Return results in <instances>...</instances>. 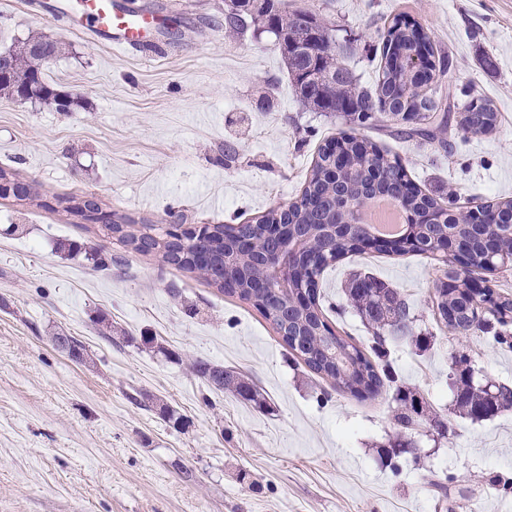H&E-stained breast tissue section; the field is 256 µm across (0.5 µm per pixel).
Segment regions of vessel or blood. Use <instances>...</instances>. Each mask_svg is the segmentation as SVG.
<instances>
[{"label":"vessel or blood","instance_id":"1","mask_svg":"<svg viewBox=\"0 0 512 512\" xmlns=\"http://www.w3.org/2000/svg\"><path fill=\"white\" fill-rule=\"evenodd\" d=\"M47 16H65L71 28L94 42L126 51L147 47L152 28L165 25L160 13L132 10L126 0H47Z\"/></svg>","mask_w":512,"mask_h":512}]
</instances>
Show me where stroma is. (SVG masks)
Segmentation results:
<instances>
[{"instance_id": "35a3bbf8", "label": "stroma", "mask_w": 512, "mask_h": 512, "mask_svg": "<svg viewBox=\"0 0 512 512\" xmlns=\"http://www.w3.org/2000/svg\"><path fill=\"white\" fill-rule=\"evenodd\" d=\"M134 3L168 12L181 37L121 52L0 0V52L37 32L60 41L43 79L75 100L58 112L0 98V166L44 201L0 197V512H512V409L471 420L452 363L466 352L475 383L512 385V349L439 321L441 257L368 251L319 277L330 325L357 343L371 331L346 301L354 274L397 288L413 310L387 361L448 434L418 428L406 435L414 454L396 456L394 391L360 402L334 390L251 303L48 207L91 195L139 230L243 224L293 201L341 131L385 145L419 189L454 194L465 211L512 199V0H275L334 29L370 89L385 28L399 14L420 24L453 62L445 103L482 98L498 112L494 132L451 133L446 151L303 109L273 35L226 31L230 0ZM64 240L102 245L117 263L94 267L59 251ZM57 333L83 342L84 361L53 344ZM199 359L252 379L264 408L197 377Z\"/></svg>"}]
</instances>
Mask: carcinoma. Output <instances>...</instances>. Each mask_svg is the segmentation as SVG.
<instances>
[{"label":"carcinoma","instance_id":"1","mask_svg":"<svg viewBox=\"0 0 512 512\" xmlns=\"http://www.w3.org/2000/svg\"><path fill=\"white\" fill-rule=\"evenodd\" d=\"M260 10L273 20L270 33L275 36L286 65L296 98L316 112H334L350 123L364 127L386 115L405 127L392 131L403 139L418 138L443 151L448 139L442 136L451 127V113L437 98L440 84L452 75L449 57L435 55L428 35L416 23L396 17L383 38L379 79L374 89L361 86L353 72L336 53V43L328 28L308 26L313 14H288L275 6L274 0H263ZM59 53V42L42 35H32L20 49L0 53V96L14 100H39L54 106L58 112L70 110L73 99L57 92L41 77V65ZM498 123V112L485 100L476 99L464 106L457 117V129L465 134L492 132ZM402 164L385 158L383 149L369 138L342 133L318 148V157L309 178L295 201L287 208H273L252 224H214L208 234H186L176 246L168 243L172 235L168 225L156 233H137L130 224H117L112 215L102 212L98 202L87 197L62 200L64 211L91 223L103 224L107 237H116L125 246L142 253H163L167 262L189 272L206 276L209 284L243 301H250L258 280L268 277L256 255L271 250L274 240L262 233L264 224H288L306 237L301 245L303 259L292 266L293 287L284 292L271 288L253 303L280 336L290 353L310 372L353 398L378 397L396 383L391 371L378 363L386 341L401 337L410 330V307L394 288L364 273L351 281L347 301L362 320L371 327L372 344L365 351L333 330L319 304L297 302L300 288L321 275L328 266H310L309 255L336 254V258L362 252L357 215L366 200L381 195L393 200L406 216L409 232L406 239L413 245L400 253L433 254L434 243L462 239L467 242L471 262L460 270L455 265L453 250L443 253L448 270L438 283L437 310L440 318L454 332L468 336L490 334L499 345L512 347V336L505 326L512 319V298L487 288L477 299L469 288L474 276L491 273L487 265L490 255L512 257V200L491 202L484 206L496 214L495 221L473 224L470 217L454 209L453 202L420 190L409 194ZM441 216L437 223L428 215ZM201 251L212 253L215 261H224V281L233 285L226 290L208 269L195 262ZM55 344L68 351L75 361L85 357L84 344L73 336H55ZM470 357L462 353L454 364L463 367L457 379L456 404L465 414L480 419L501 409L512 408V386L506 383L476 385ZM193 371L209 385L227 390L240 399L259 404L261 393L252 380L241 372L198 360ZM399 406L395 421L406 431L427 424L437 431L445 429L438 417L424 411L422 402L407 391L397 389Z\"/></svg>","mask_w":512,"mask_h":512}]
</instances>
